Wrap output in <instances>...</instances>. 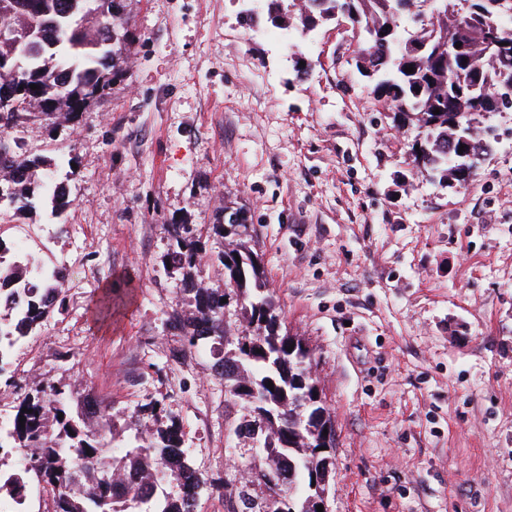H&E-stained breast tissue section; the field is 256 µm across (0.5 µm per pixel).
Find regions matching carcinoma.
<instances>
[{"mask_svg":"<svg viewBox=\"0 0 512 512\" xmlns=\"http://www.w3.org/2000/svg\"><path fill=\"white\" fill-rule=\"evenodd\" d=\"M266 4V22L278 28L288 22L287 0ZM338 8L358 16L361 53L355 67L370 93L400 117L401 126L418 132L410 155L419 172L465 187L476 171L458 177L454 153L463 144L476 159L487 154L478 134L480 108L501 84L512 82V63L487 52L486 43L492 28L512 43V29L502 23L503 13L512 14V0H306L297 9L302 30L336 20ZM0 11L23 38L0 39L1 130L30 119L74 122L87 101L105 95L127 70L130 18L124 0H0ZM458 36L471 45L465 61L448 55V43ZM412 37L426 43L422 53L400 46V40ZM407 67L414 71L405 72ZM48 166L46 158L29 156L20 143L0 138V170L8 174L0 199L17 213L34 209L46 197L55 212L70 206L65 188L49 180ZM208 230L227 241L217 255L224 287L203 288L193 278L203 250L201 234L192 224L172 225L168 262L182 271L184 293L191 299L189 312L173 311L171 326L191 346L206 340L232 346L217 362L220 376L227 394L250 411V419L235 431L240 440L271 449L265 464L251 467L263 473L269 491L262 512H291L287 490L308 484L320 459L307 449L316 447V438L334 421L322 402L310 403L319 394L316 380L306 376L310 356L300 339L282 331L244 215L218 209ZM59 278V270L32 265L0 238V285H17L25 305L22 312L0 317V364L62 310ZM224 299L240 306L245 331L230 332ZM141 414L153 420L148 435L117 448L119 415L92 393L49 382L26 395L11 426L0 432V448L32 452L21 462L0 455V473L8 474L0 480V498L34 482L52 492L54 512H196L206 480L182 449L179 424L156 405L142 408ZM122 471H146L149 481L173 483L179 493L145 495L115 481Z\"/></svg>","mask_w":512,"mask_h":512,"instance_id":"1","label":"carcinoma"}]
</instances>
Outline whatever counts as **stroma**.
I'll list each match as a JSON object with an SVG mask.
<instances>
[{
	"mask_svg": "<svg viewBox=\"0 0 512 512\" xmlns=\"http://www.w3.org/2000/svg\"><path fill=\"white\" fill-rule=\"evenodd\" d=\"M129 65L77 121L6 129L72 200L0 204V239L69 264L66 304L15 349L25 393L92 389L148 431L180 425L198 512H227L254 452L188 303L171 227L244 211L289 335L336 425L331 512H512V112L467 189L411 169L412 132L368 91L351 33L254 34L240 0H126Z\"/></svg>",
	"mask_w": 512,
	"mask_h": 512,
	"instance_id": "1",
	"label": "stroma"
}]
</instances>
